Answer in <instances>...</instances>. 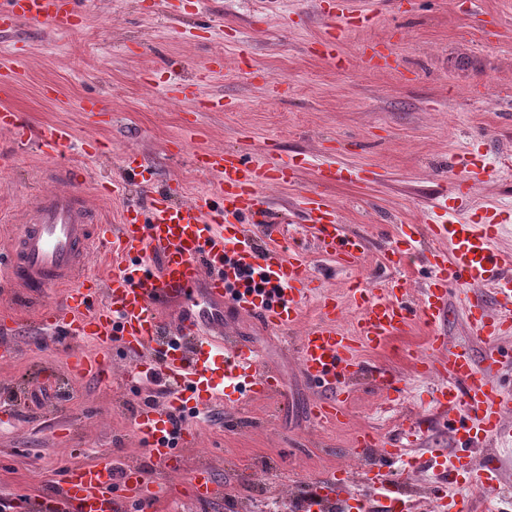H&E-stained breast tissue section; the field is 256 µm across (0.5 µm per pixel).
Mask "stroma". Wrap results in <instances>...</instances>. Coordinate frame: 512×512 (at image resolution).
I'll list each match as a JSON object with an SVG mask.
<instances>
[{
  "label": "stroma",
  "mask_w": 512,
  "mask_h": 512,
  "mask_svg": "<svg viewBox=\"0 0 512 512\" xmlns=\"http://www.w3.org/2000/svg\"><path fill=\"white\" fill-rule=\"evenodd\" d=\"M81 34L57 32L25 21L0 23V63L20 69L23 80L5 103L37 132L69 129L67 163L74 168L92 211L118 224L132 196L100 192L120 178L123 157L135 152L156 174L155 190L173 202L201 200L215 188L213 175L193 157L208 149H235L247 161L272 153L296 168L292 183L262 190L268 216L286 225L287 245L304 250L313 285L343 297L354 283L376 287L379 251L398 226L417 223L457 183L450 154L473 144L478 163L512 161V0H351L368 26L340 43L343 68L318 57L314 43L337 11V0H77ZM385 43L398 68L365 67L359 49ZM94 97L97 109L83 102ZM220 98L224 108L209 110ZM100 142L96 156L86 140ZM47 159L0 134V226L19 223L37 191L63 182L41 177ZM357 172L354 181H319L324 168ZM321 193L339 213L347 233L367 237L364 261L347 269L323 257L309 232L301 200ZM0 498L11 512L54 493L73 464L103 458L140 464L166 489L148 512H295L302 487L344 465L362 429L387 439L429 405L433 383L417 376L413 356L426 330L416 324L383 350L364 348L363 363L386 366L401 393L387 395L370 373H359L341 424L312 416L319 396L298 361V341L319 320L309 298L292 328H268L249 317L226 330L256 346L262 369L283 381L281 394L243 400L229 411L216 404L187 456L167 468L152 462L135 436L136 411L154 393L138 379L120 344L100 353L91 339L48 341L27 299L0 281ZM102 354L99 377L67 374L73 353ZM410 454L453 453L454 439L435 413L423 417ZM508 436L477 450L475 463L495 456L500 483L476 499L475 512H512V414ZM208 463L223 497L199 501L189 482L193 466ZM261 475L281 486L271 502L257 500L246 482Z\"/></svg>",
  "instance_id": "1"
}]
</instances>
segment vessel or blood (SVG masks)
Returning a JSON list of instances; mask_svg holds the SVG:
<instances>
[{
    "instance_id": "b4317fda",
    "label": "vessel or blood",
    "mask_w": 512,
    "mask_h": 512,
    "mask_svg": "<svg viewBox=\"0 0 512 512\" xmlns=\"http://www.w3.org/2000/svg\"><path fill=\"white\" fill-rule=\"evenodd\" d=\"M76 16L75 0H0L1 21L24 20L57 30L75 27ZM336 19L319 40L317 52L337 63L345 27L363 26L365 19L344 7ZM0 129L53 159L52 175L72 180V168L61 163L70 140L66 129L33 136L21 115L3 105ZM468 153V147H461L450 162L461 180L474 185L497 176L494 167L471 168ZM196 164L201 171L216 174L217 187L202 202L179 204L154 191L150 168L139 162L137 154H128L122 178L112 183L113 191L126 192L134 186L151 198L145 208L129 204L111 232L98 224L79 192L40 194L27 206L5 252L14 285L36 303L44 326L71 339L92 338L106 347L120 342L139 373H158L170 381L171 392L163 404L142 407L136 415L137 433L149 457L160 466L191 443L197 433L192 420L200 410L217 401L235 407L241 395L253 400L266 397L281 384L277 375L261 369L259 353L249 343H213L189 319L169 326L163 316L167 306L185 302L202 283L208 302L285 329L297 322L312 291L308 257L283 245V225L242 222L244 216L261 213L262 187L292 181L293 172L271 157L245 162L236 150L203 152ZM454 200V217L448 223L431 213L425 216L426 235L435 246L425 258L430 275L418 302H410L407 282L401 277L380 288L354 287L350 291L354 321L345 329L339 322L341 303L324 298L321 321L304 331L298 356L304 373L323 391L314 406L315 419L338 423L351 396L349 384L360 370V347L384 349L411 321L420 320L429 335L425 351L416 353L414 360L420 375L437 381L432 406L448 422L457 447L454 459L441 467V479L451 486L464 480L493 489L499 483L496 464L477 469L469 457L487 440L501 437L502 420L512 412V388L494 377L506 358L499 342L512 334V251L496 246L502 229L512 223V209L490 202L474 212L465 195L456 194ZM304 205L318 249L338 257L345 267L357 266L368 249L367 239L347 234L334 206L318 194L307 195ZM95 244L128 258V265L106 281L87 279L86 257ZM417 251V239L402 232L382 253L381 262L389 268L401 267ZM155 258L160 261L156 267L151 264ZM485 286L497 296L495 307H488L477 293ZM456 287L475 291L466 304V320L471 335L485 345L482 356L467 347L449 349L440 332L450 318L449 294ZM176 415L182 416V424L173 423ZM415 434L411 427L401 439L386 443L376 435L359 434L357 449H378L382 458L381 464L367 470L363 490L352 489L350 475L331 472L312 483L301 501V512H345L351 503L357 512H407L408 502L390 472L403 463V443ZM189 481L203 498L217 490L205 465L191 471ZM118 484L127 492V500L115 497ZM160 493V484L142 468H119L104 460L68 469L52 497L36 501L34 508L67 512L76 503L80 512H122L125 501L146 502Z\"/></svg>"
}]
</instances>
